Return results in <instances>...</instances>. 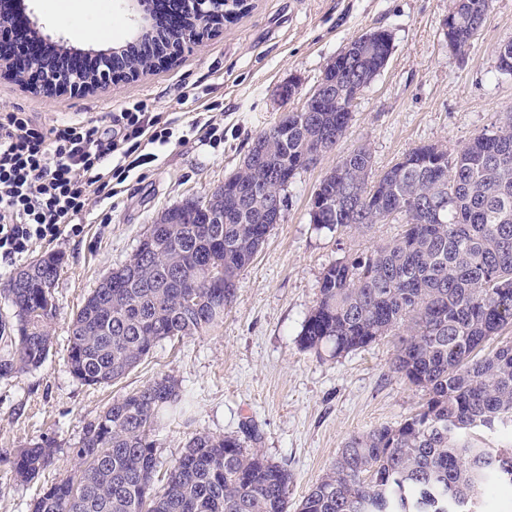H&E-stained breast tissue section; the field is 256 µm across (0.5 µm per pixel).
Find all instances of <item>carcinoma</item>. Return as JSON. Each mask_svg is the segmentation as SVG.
Masks as SVG:
<instances>
[{
  "instance_id": "1",
  "label": "carcinoma",
  "mask_w": 512,
  "mask_h": 512,
  "mask_svg": "<svg viewBox=\"0 0 512 512\" xmlns=\"http://www.w3.org/2000/svg\"><path fill=\"white\" fill-rule=\"evenodd\" d=\"M452 40L464 50L489 0H457ZM389 33L357 39L325 68L326 91L308 111L288 113L263 131L238 169L208 201L188 200L163 214L168 237L156 250L140 240L73 313L67 367L86 386L122 379L165 339L200 336L224 320L242 272L273 224L266 200L346 134L351 78L371 84L389 58ZM163 51L153 40L133 45L132 70ZM370 153L342 157L314 192L330 232L362 229L401 216V233L322 273L319 295L300 334L303 349L329 346L342 356L395 337L393 373L426 392L414 414L355 435L312 486L296 512H479L484 489L512 485V444L487 448L478 432L512 430V343L476 350L512 325V121L493 125L455 153L437 145L408 152L380 179L369 180ZM222 239L215 249L214 240ZM220 269L224 287L198 289L183 303L178 278ZM62 258L42 256L1 288L14 324L0 336L11 352L0 377L39 368L57 318L54 289ZM183 394L161 377L112 400L87 423L71 449L78 466L43 485L30 512H288L292 476L284 466L233 436L194 434L155 487L161 465L154 433L182 412ZM48 437L5 458L14 479L31 482L55 462Z\"/></svg>"
}]
</instances>
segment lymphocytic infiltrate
<instances>
[{
	"instance_id": "lymphocytic-infiltrate-1",
	"label": "lymphocytic infiltrate",
	"mask_w": 512,
	"mask_h": 512,
	"mask_svg": "<svg viewBox=\"0 0 512 512\" xmlns=\"http://www.w3.org/2000/svg\"><path fill=\"white\" fill-rule=\"evenodd\" d=\"M7 31L12 65L47 54L32 37L28 17L16 15ZM171 134L144 101L106 115L55 124L18 109L0 113V262L13 264L37 247L79 233L89 191L111 196L110 180L126 181L157 156L150 145Z\"/></svg>"
}]
</instances>
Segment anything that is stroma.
Masks as SVG:
<instances>
[{
    "label": "stroma",
    "instance_id": "1",
    "mask_svg": "<svg viewBox=\"0 0 512 512\" xmlns=\"http://www.w3.org/2000/svg\"><path fill=\"white\" fill-rule=\"evenodd\" d=\"M46 41L76 40L57 18L59 0H25ZM455 0H247L236 17L176 62L116 80L93 96L45 97L0 72V113L22 109L44 123L101 116L137 100L182 132L196 105L211 106L224 139H190L157 147V161L128 190L89 196L81 234L34 250L64 259L55 288L59 315L43 365L0 378V453H13L42 436L59 452L45 479L74 467L70 453L113 398L162 376L194 399L191 422L177 420L155 433L162 464L180 455L193 434L243 437L254 429L259 448L293 475L290 507H297L331 467L347 439L416 412L420 389L391 370L393 342L384 338L342 357L302 349L298 335L316 302L326 267L392 238L396 218L340 234L315 229L311 198L320 181L351 150L366 148L372 178L411 149L435 144L456 151L491 124L512 118V75L500 73L501 47L512 43V0H490L465 52L452 47L444 21ZM383 29L391 36L387 64L358 97L345 136L299 171L285 194L287 207L254 261L240 276L224 322L201 336L165 340L123 379L88 387L66 365L69 318L107 273L135 252L167 208L204 200L242 163L254 138L283 111L300 110L325 67L354 39ZM294 85L281 100L283 85ZM193 87L195 97L182 96Z\"/></svg>",
    "mask_w": 512,
    "mask_h": 512
}]
</instances>
